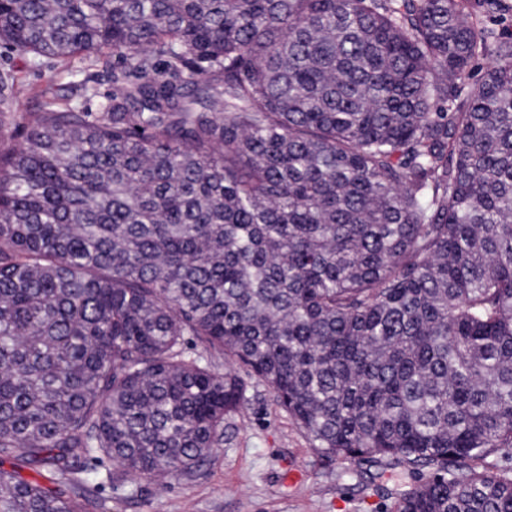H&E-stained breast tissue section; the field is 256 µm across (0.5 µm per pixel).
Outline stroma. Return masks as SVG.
<instances>
[{
    "instance_id": "35a3bbf8",
    "label": "stroma",
    "mask_w": 512,
    "mask_h": 512,
    "mask_svg": "<svg viewBox=\"0 0 512 512\" xmlns=\"http://www.w3.org/2000/svg\"><path fill=\"white\" fill-rule=\"evenodd\" d=\"M111 55H78L62 61L22 57L0 44V76L13 84L12 116L0 126V150L19 140L18 124L40 111L45 100L59 108L101 111L112 90ZM217 373L234 370L247 386L246 400L226 421L224 442L193 476L172 477L161 485L126 478L97 486L93 475L80 489L86 512H391L398 484L407 468L393 466L391 479H378V466L353 465L322 453L298 422L276 402L267 383L225 356L204 353ZM302 472L300 482L287 480L289 468Z\"/></svg>"
}]
</instances>
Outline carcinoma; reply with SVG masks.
Listing matches in <instances>:
<instances>
[{"mask_svg": "<svg viewBox=\"0 0 512 512\" xmlns=\"http://www.w3.org/2000/svg\"><path fill=\"white\" fill-rule=\"evenodd\" d=\"M512 0H0V43L110 53L101 112L0 153V512L177 477L247 366L394 512H512ZM492 58L478 81L473 62ZM428 472H423V469Z\"/></svg>", "mask_w": 512, "mask_h": 512, "instance_id": "cac0c4a2", "label": "carcinoma"}]
</instances>
